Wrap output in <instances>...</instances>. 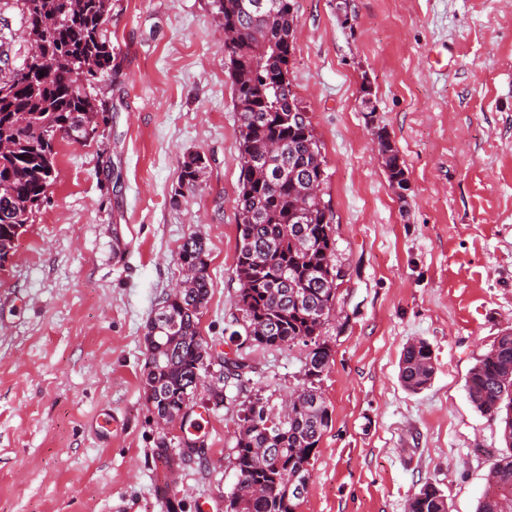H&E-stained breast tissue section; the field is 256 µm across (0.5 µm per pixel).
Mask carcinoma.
<instances>
[{
	"label": "carcinoma",
	"mask_w": 512,
	"mask_h": 512,
	"mask_svg": "<svg viewBox=\"0 0 512 512\" xmlns=\"http://www.w3.org/2000/svg\"><path fill=\"white\" fill-rule=\"evenodd\" d=\"M31 46L20 65L0 69V262L34 222L57 178L56 134L92 140L106 125L109 107L99 84L112 75L108 36L111 0H12ZM235 36L224 41L238 112L241 186L236 198L239 223L235 275L238 311L232 323L256 346L306 348L296 404L281 427H266L267 402L256 400L255 425L235 434L238 482L224 512H298L311 474V460L331 427L332 410L316 380L332 361L322 329L337 299L336 239L328 203L313 193L328 180L327 163L304 107L288 78L298 16L295 0H212ZM91 131L83 128L89 117ZM390 186L407 173L386 127H374ZM204 165L198 154L184 157L174 197L193 193ZM179 260L188 291L162 301L171 330L156 334L145 369L154 388L157 413L178 414L205 388L206 349L199 338V315L210 298L205 238L190 233ZM225 376L239 380L251 369L242 357L224 356ZM512 332L499 336L468 372L465 388L481 413L500 419L502 439L512 449ZM404 387L418 393L430 385L432 351L423 340L408 344L400 358ZM269 448L267 458L253 453ZM497 483L485 486L476 512H512V452L493 464ZM296 478L299 494H286L284 481ZM406 512H448L446 496L426 483L412 495Z\"/></svg>",
	"instance_id": "obj_1"
}]
</instances>
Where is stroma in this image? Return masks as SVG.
Listing matches in <instances>:
<instances>
[{"label":"stroma","mask_w":512,"mask_h":512,"mask_svg":"<svg viewBox=\"0 0 512 512\" xmlns=\"http://www.w3.org/2000/svg\"><path fill=\"white\" fill-rule=\"evenodd\" d=\"M296 0L288 77L327 162L323 189L345 271L323 328L333 410L299 512H405L423 484L476 512L507 448L464 384L512 330V9L506 0ZM115 60L99 138L57 140L58 178L0 271V512H164L143 392L146 326L184 276L179 247L207 241L212 290L199 332L252 370L224 401L200 393L203 450L182 466L183 512H224L234 436L254 396L279 405L305 349L231 341L240 189L237 118L211 0H111ZM370 81L375 112L360 87ZM385 126L409 178L390 187L371 141ZM200 154V188L172 195ZM425 340L435 373L399 379ZM111 417V429L100 419ZM399 368L406 389L413 393L426 389L434 373L430 346L423 340L409 343L403 350Z\"/></svg>","instance_id":"35a3bbf8"}]
</instances>
